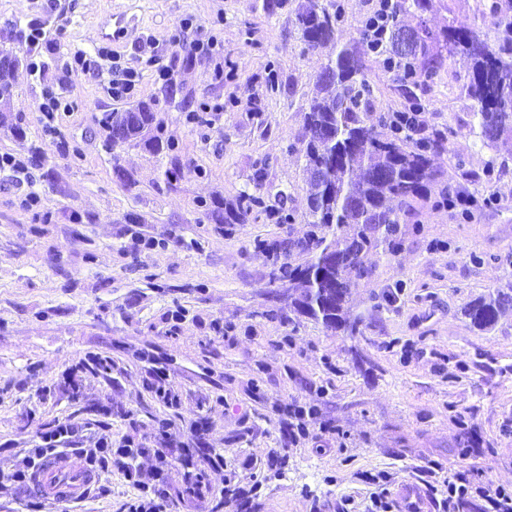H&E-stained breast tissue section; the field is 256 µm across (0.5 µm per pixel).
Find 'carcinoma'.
Wrapping results in <instances>:
<instances>
[{
	"instance_id": "1",
	"label": "carcinoma",
	"mask_w": 512,
	"mask_h": 512,
	"mask_svg": "<svg viewBox=\"0 0 512 512\" xmlns=\"http://www.w3.org/2000/svg\"><path fill=\"white\" fill-rule=\"evenodd\" d=\"M430 0H381L356 34L345 37L343 11L337 0H297V39L303 51L336 45V56L321 67L303 112L304 172L309 186L308 213L312 230L288 245L305 256L301 264L285 262L272 281L288 280L298 294L288 307L330 331L357 332L348 321L352 287L368 276L367 254L379 248L398 250L401 225L418 223L437 183L432 157L445 149L442 133L416 137L425 106L415 90L435 84L446 61H470L468 94L476 103L483 143L495 147L512 138V23L509 36L490 41L478 28L461 23L433 31L422 23L407 25L406 15L428 10ZM412 37L409 50L399 48L403 29ZM381 58L395 90L405 99L403 110L385 113L366 74V58ZM21 58L0 51V112L12 111L13 76ZM155 103L139 101L104 113L102 126L121 131L124 143L160 152L153 135ZM391 135L381 137L375 126ZM261 205L259 197L242 193L217 215L224 224H244ZM512 306V287L482 295L464 308L479 330L493 328L502 311Z\"/></svg>"
}]
</instances>
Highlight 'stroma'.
I'll list each match as a JSON object with an SVG mask.
<instances>
[{
  "mask_svg": "<svg viewBox=\"0 0 512 512\" xmlns=\"http://www.w3.org/2000/svg\"><path fill=\"white\" fill-rule=\"evenodd\" d=\"M430 4L433 29L466 21L497 34L483 0ZM293 7L0 0V44L28 60L0 155L37 165L41 197L23 207L28 185L0 174V512H22L25 489L10 475L37 430L58 420L148 442L140 463L161 466L180 512H365L366 475L426 488L432 464L512 489V308L487 331L462 314L512 286V152L483 144L470 68L455 59L422 100L429 127L451 132L435 165L466 204L423 209L403 225L397 253L368 255L349 309L356 335L291 311L287 282L269 288L272 254L310 229L297 148L315 76L334 52L301 51ZM119 23L127 34L115 42ZM194 41L208 53L188 55ZM98 45L140 72L134 99L158 101L169 149L104 146L102 114L130 101L112 99L107 78L66 70L75 51ZM153 56L168 78L148 66ZM61 80L78 107L50 120L42 92ZM244 192L263 207L247 223H217V207ZM278 210L291 222L277 221ZM136 235L160 245L133 250ZM89 353L111 357L110 378L35 395L34 379H58ZM158 362L177 405L150 389ZM298 405L314 410L303 437L291 434ZM161 420L178 440H197L192 465L180 448L151 443ZM215 452L223 467L211 466ZM134 494L119 472L104 473L74 508L118 512Z\"/></svg>",
  "mask_w": 512,
  "mask_h": 512,
  "instance_id": "1",
  "label": "stroma"
}]
</instances>
